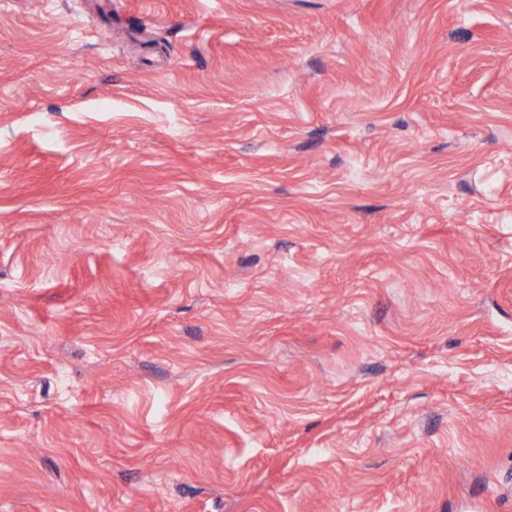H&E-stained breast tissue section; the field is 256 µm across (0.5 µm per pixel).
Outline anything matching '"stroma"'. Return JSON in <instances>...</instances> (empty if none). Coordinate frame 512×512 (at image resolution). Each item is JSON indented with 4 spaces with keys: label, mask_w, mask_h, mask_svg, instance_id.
<instances>
[{
    "label": "stroma",
    "mask_w": 512,
    "mask_h": 512,
    "mask_svg": "<svg viewBox=\"0 0 512 512\" xmlns=\"http://www.w3.org/2000/svg\"><path fill=\"white\" fill-rule=\"evenodd\" d=\"M512 0H0V512H512Z\"/></svg>",
    "instance_id": "1"
}]
</instances>
